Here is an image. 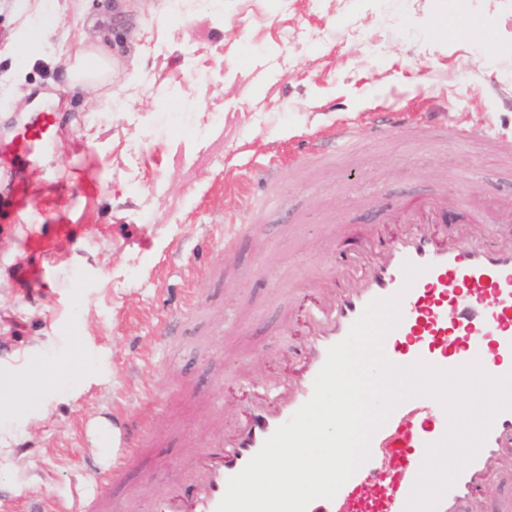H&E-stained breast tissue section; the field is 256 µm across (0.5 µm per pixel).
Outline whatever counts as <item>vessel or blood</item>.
Listing matches in <instances>:
<instances>
[{
    "mask_svg": "<svg viewBox=\"0 0 512 512\" xmlns=\"http://www.w3.org/2000/svg\"><path fill=\"white\" fill-rule=\"evenodd\" d=\"M414 126L410 112L381 108L373 132L379 137L407 133ZM457 141L492 140L512 156V131L459 127ZM356 138L348 122L334 125L327 137L308 138L303 153L324 155L329 145L350 147ZM48 138L43 126L32 129L23 145L0 141V188L10 186L17 159L39 161ZM442 196L418 203H401L404 229L383 237L363 236L357 253L345 256L331 269L336 285L321 290L304 313L308 332L296 350L301 370L268 389L265 400L248 403L244 421L232 435L216 431L199 451V465L184 486H174L157 499V512H216L230 477L239 473L265 440L285 424L313 394L314 380L330 346L348 334L351 325L373 299L401 295V319L385 337L383 347L393 364L424 361L441 369L479 362L490 376L512 372V241L498 239L494 228L475 234L471 225L457 227L455 237L432 231L440 219ZM421 267L406 283L404 262ZM127 412L118 408L84 423L87 431L105 436L106 451L87 472L88 489L72 491L66 500L32 499L28 512H109L110 500L98 494L140 462L149 429L132 433ZM447 415L434 398L420 396L393 410L372 436L370 457L340 488L333 499L311 501L306 512H405L429 444L447 431ZM512 447V410L493 421L476 457L437 506V512H512V496L480 502L482 486L495 474L512 472L503 455Z\"/></svg>",
    "mask_w": 512,
    "mask_h": 512,
    "instance_id": "b4317fda",
    "label": "vessel or blood"
}]
</instances>
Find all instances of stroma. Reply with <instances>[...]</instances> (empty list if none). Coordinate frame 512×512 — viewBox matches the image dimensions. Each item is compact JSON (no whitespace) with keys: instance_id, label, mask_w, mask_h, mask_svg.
I'll return each mask as SVG.
<instances>
[{"instance_id":"stroma-1","label":"stroma","mask_w":512,"mask_h":512,"mask_svg":"<svg viewBox=\"0 0 512 512\" xmlns=\"http://www.w3.org/2000/svg\"><path fill=\"white\" fill-rule=\"evenodd\" d=\"M56 19L41 57L23 36ZM105 47L111 84L71 86L60 48ZM424 113L423 138H373L382 106ZM53 113L40 167L17 164L27 221L0 230V507L82 487L86 417L170 408L112 512H155L197 444L233 425L300 341L285 328L330 282L355 230L407 196L512 239V156L448 145L449 125L512 129V0H0V140ZM341 120L354 150L295 157ZM287 178H264L269 159ZM246 232L224 245V227ZM193 286L203 307L162 333ZM253 383H239L241 373Z\"/></svg>"}]
</instances>
